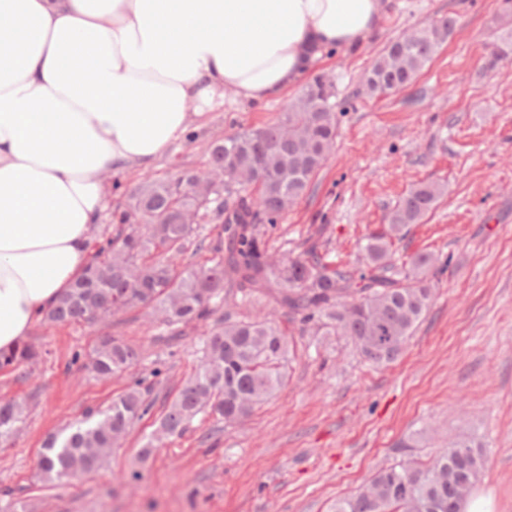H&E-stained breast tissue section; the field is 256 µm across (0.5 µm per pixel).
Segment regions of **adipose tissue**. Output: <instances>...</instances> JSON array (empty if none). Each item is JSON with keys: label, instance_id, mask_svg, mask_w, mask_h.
<instances>
[{"label": "adipose tissue", "instance_id": "1", "mask_svg": "<svg viewBox=\"0 0 512 512\" xmlns=\"http://www.w3.org/2000/svg\"><path fill=\"white\" fill-rule=\"evenodd\" d=\"M382 0H0V351L81 277L105 172L152 164L227 98L283 96Z\"/></svg>", "mask_w": 512, "mask_h": 512}]
</instances>
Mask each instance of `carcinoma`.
Returning <instances> with one entry per match:
<instances>
[{"instance_id":"obj_1","label":"carcinoma","mask_w":512,"mask_h":512,"mask_svg":"<svg viewBox=\"0 0 512 512\" xmlns=\"http://www.w3.org/2000/svg\"><path fill=\"white\" fill-rule=\"evenodd\" d=\"M455 27L450 16L391 41L372 65L366 93L381 97L409 85ZM511 54L512 35L498 39L488 66ZM334 96L333 84L317 75L279 121L213 143L207 167L224 170L221 195L196 187L190 170L167 179L145 176L131 208L112 216L120 232L99 243L82 277L44 313L47 324L65 325L127 307H151L160 311L169 336L183 335L190 324L202 328L201 363L143 445L142 457H149L161 438L182 434L200 414L229 424L246 418L280 387L288 340L271 321L220 313L231 289L243 303L268 296L293 320L340 331L376 366L399 357L428 309L435 256L417 252L399 266L392 247L433 209L444 192L437 182H421L399 200L384 228L367 239L356 269L328 259L315 246L279 264L268 262L258 225L277 223L325 162L336 138ZM199 208L205 218L221 222L225 242L207 240L201 223L181 222V211ZM193 236L197 250L206 248L213 257L179 268L166 254L184 251ZM37 357L35 347L23 343L0 354V370L32 364ZM139 358L135 347L112 337L93 351L85 368L110 378ZM149 409L137 382L107 410L88 412L69 434L47 439L39 460L42 476L62 483L95 473ZM23 413L16 402H0V445L13 440ZM484 464L483 449L462 439L426 467L407 463L379 470L358 494L336 501L334 512H462L460 488L474 487Z\"/></svg>"}]
</instances>
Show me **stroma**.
Here are the masks:
<instances>
[{
  "instance_id": "35a3bbf8",
  "label": "stroma",
  "mask_w": 512,
  "mask_h": 512,
  "mask_svg": "<svg viewBox=\"0 0 512 512\" xmlns=\"http://www.w3.org/2000/svg\"><path fill=\"white\" fill-rule=\"evenodd\" d=\"M449 16L453 36L410 86L382 99L364 93L366 72L392 39ZM509 33L512 0H386L361 46L323 55L317 69L336 85L335 145L307 195L276 226H260L274 258L315 245L354 267L412 186L446 185L393 246L399 264L420 251L448 262L396 362L373 366L349 337L301 329L270 300L229 297L226 312L275 319L287 335L283 386L243 422L198 415L145 460V436L199 364V328L169 339L147 308L92 325L38 324L29 340L40 361L0 372V401L26 406L12 444L0 446V494L19 498L22 512H330L378 469L429 465L462 434L484 452L475 493L490 497L491 512H512V57L486 66L489 43ZM297 96L225 103L150 174L201 168L213 141L274 122ZM109 336L140 349L137 366L108 381L71 364ZM135 379L148 385L153 408L103 468L45 482L38 462L47 437L107 407Z\"/></svg>"
}]
</instances>
